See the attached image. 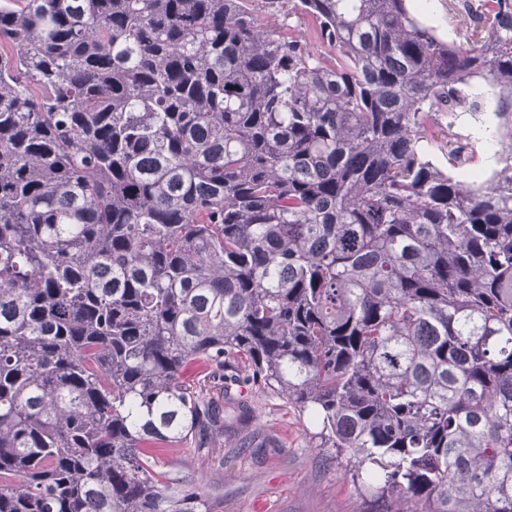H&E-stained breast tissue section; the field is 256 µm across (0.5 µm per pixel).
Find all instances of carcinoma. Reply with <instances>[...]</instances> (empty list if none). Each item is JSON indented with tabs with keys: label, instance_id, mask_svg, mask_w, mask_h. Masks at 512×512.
<instances>
[{
	"label": "carcinoma",
	"instance_id": "obj_1",
	"mask_svg": "<svg viewBox=\"0 0 512 512\" xmlns=\"http://www.w3.org/2000/svg\"><path fill=\"white\" fill-rule=\"evenodd\" d=\"M448 15L0 0V512H212L155 456L251 382L362 512H512V0ZM416 0L407 2L409 9L425 24L434 27L436 34L444 40H457L455 24L448 17V0H426L430 1L431 8L422 10L416 4ZM494 107V101L489 100L485 112L478 115L479 121L466 115L462 121L457 122L453 129L456 134L453 138H457L462 143H470L475 153L476 162L464 171L467 174L479 173L481 177L477 179L478 182H482L489 177L495 167L494 153L500 149L496 139L489 138L481 131V125L492 128L496 124L497 120L493 115Z\"/></svg>",
	"mask_w": 512,
	"mask_h": 512
}]
</instances>
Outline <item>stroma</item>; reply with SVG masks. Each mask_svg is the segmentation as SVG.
<instances>
[{
    "label": "stroma",
    "mask_w": 512,
    "mask_h": 512,
    "mask_svg": "<svg viewBox=\"0 0 512 512\" xmlns=\"http://www.w3.org/2000/svg\"><path fill=\"white\" fill-rule=\"evenodd\" d=\"M495 123L488 109L479 118L464 117L454 128L457 139L475 153L472 172L484 178L495 166L499 145L482 129ZM234 394L256 404L253 417L242 419L225 410L224 427L208 448L198 449L196 439H189L163 456L158 469L200 487L213 512H361V496L329 449L310 447L305 415L249 384ZM253 440L266 442L263 457L245 451V443Z\"/></svg>",
    "instance_id": "35a3bbf8"
}]
</instances>
